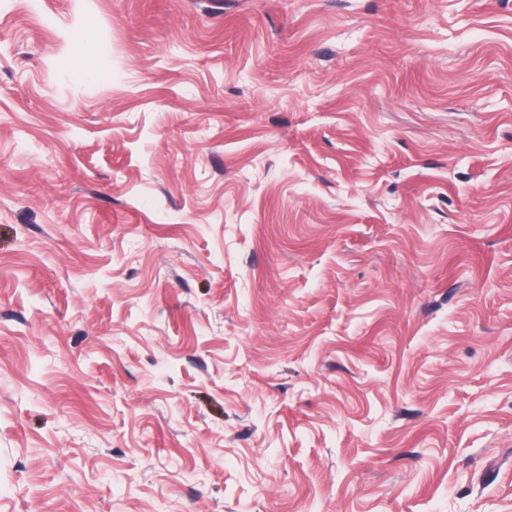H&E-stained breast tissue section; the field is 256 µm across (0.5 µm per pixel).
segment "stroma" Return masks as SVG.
I'll return each instance as SVG.
<instances>
[{"label":"stroma","instance_id":"stroma-1","mask_svg":"<svg viewBox=\"0 0 512 512\" xmlns=\"http://www.w3.org/2000/svg\"><path fill=\"white\" fill-rule=\"evenodd\" d=\"M0 512H512V0H0ZM92 28V21H86L83 29L74 37L75 61L79 63L87 62L95 53L96 46L92 42L87 31Z\"/></svg>","mask_w":512,"mask_h":512}]
</instances>
